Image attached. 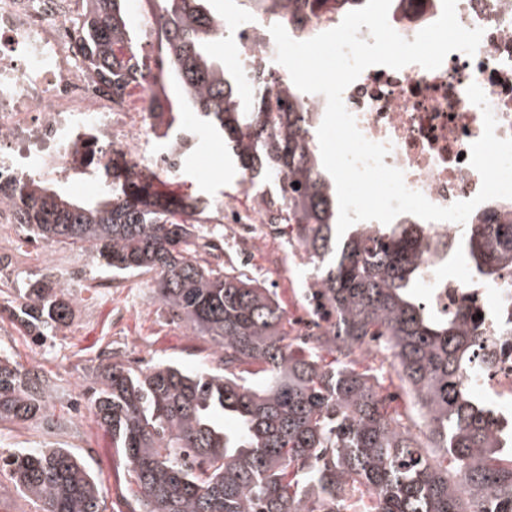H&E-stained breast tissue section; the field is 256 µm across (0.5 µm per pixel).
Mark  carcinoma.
I'll list each match as a JSON object with an SVG mask.
<instances>
[{"label": "carcinoma", "instance_id": "cac0c4a2", "mask_svg": "<svg viewBox=\"0 0 512 512\" xmlns=\"http://www.w3.org/2000/svg\"><path fill=\"white\" fill-rule=\"evenodd\" d=\"M86 2L82 37L94 74L122 94H150L153 125L181 143L180 113L192 110L223 139L242 182L272 184L261 194L265 216L316 269L305 299L326 323L293 348L277 294L224 267L223 248L200 234L218 211L156 174L114 161L112 181L88 202L35 180L10 188L30 237L89 251L114 275L156 274L172 319L214 348L217 365L198 370L170 362L136 370L109 352L86 371L90 410L138 487L130 512H512V437L498 438L491 409L468 387L480 341L472 316L438 311L417 293L427 226L354 224L336 240V186L313 146L305 95L291 83L271 95L243 92L241 75L213 52L225 30L211 0H146L161 30L154 59L142 54L146 31L123 0ZM248 2L260 21L286 25L340 17L365 0ZM169 86L178 97L160 100L155 89ZM499 219L474 225L466 239L488 280L512 269V214ZM75 304L69 287L45 274L29 279L8 311L45 341L68 325ZM375 341L396 362L421 436L356 368ZM52 391L38 369L0 354V424L53 422ZM0 469L34 512H107L67 448L0 457Z\"/></svg>", "mask_w": 512, "mask_h": 512}]
</instances>
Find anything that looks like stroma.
Instances as JSON below:
<instances>
[{"mask_svg": "<svg viewBox=\"0 0 512 512\" xmlns=\"http://www.w3.org/2000/svg\"><path fill=\"white\" fill-rule=\"evenodd\" d=\"M183 124L194 130L195 139L181 155L175 175L181 192L224 208L250 207L254 193L242 184L223 143L198 130L196 116L185 118ZM221 233L225 265L274 288L289 319H298L309 277L304 259L281 236L250 253L233 225H223ZM0 235L12 241L11 272L0 277V304L16 299L19 288L33 275L48 273L62 281L68 268L83 271L81 279L71 282L77 297L74 317L53 340L35 343L9 316L0 317V350L24 367H38L55 388L54 413L72 420L60 429L45 424L0 425V455L47 444L72 449L93 472L108 512H129L135 484L121 452L113 448L111 437L98 427L87 407L83 371L110 349L119 351L121 361L135 368L164 361L201 369L211 363V345L172 320L150 276L112 275L90 253L28 240L17 224L0 226ZM358 368L378 371L380 386L392 397L391 409L407 412L409 398L390 354L363 355Z\"/></svg>", "mask_w": 512, "mask_h": 512, "instance_id": "35a3bbf8", "label": "stroma"}]
</instances>
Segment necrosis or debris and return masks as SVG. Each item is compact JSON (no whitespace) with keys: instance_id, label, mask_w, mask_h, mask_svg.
Returning <instances> with one entry per match:
<instances>
[{"instance_id":"1","label":"necrosis or debris","mask_w":512,"mask_h":512,"mask_svg":"<svg viewBox=\"0 0 512 512\" xmlns=\"http://www.w3.org/2000/svg\"><path fill=\"white\" fill-rule=\"evenodd\" d=\"M85 12V0H0V186L30 179L63 184L76 173L99 182L114 160L138 172L151 168L142 159L150 102L117 95L91 73L78 33ZM441 12L442 0H393L388 19L410 40ZM456 15L463 27L484 31L475 55L451 52L435 70L372 66L343 93L360 132L389 145L385 164L439 206L471 199L481 188L468 161L483 133L482 111L467 97L470 84L483 89L496 136L512 138V0H457ZM231 46L243 78L261 69L272 88L280 87L271 33L239 27ZM505 205L480 204L464 226L429 222L437 251L423 268L430 304L478 312L481 341L468 380L492 406L496 429L512 432V272L488 281L459 258L470 225Z\"/></svg>"}]
</instances>
